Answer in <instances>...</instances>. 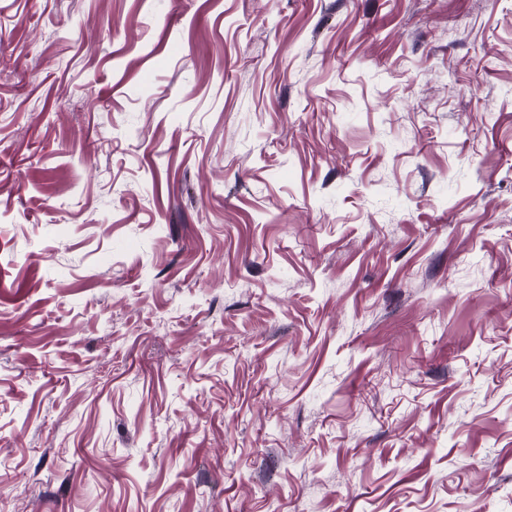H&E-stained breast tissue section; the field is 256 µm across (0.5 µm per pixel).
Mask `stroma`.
I'll list each match as a JSON object with an SVG mask.
<instances>
[{"mask_svg": "<svg viewBox=\"0 0 512 512\" xmlns=\"http://www.w3.org/2000/svg\"><path fill=\"white\" fill-rule=\"evenodd\" d=\"M0 512H512V0H0Z\"/></svg>", "mask_w": 512, "mask_h": 512, "instance_id": "obj_1", "label": "stroma"}]
</instances>
